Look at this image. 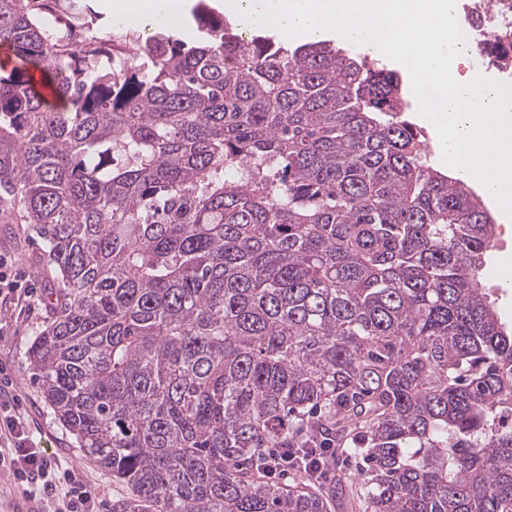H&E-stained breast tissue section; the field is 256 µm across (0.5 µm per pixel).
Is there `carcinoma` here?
I'll return each mask as SVG.
<instances>
[{
    "label": "carcinoma",
    "instance_id": "obj_1",
    "mask_svg": "<svg viewBox=\"0 0 512 512\" xmlns=\"http://www.w3.org/2000/svg\"><path fill=\"white\" fill-rule=\"evenodd\" d=\"M206 26L119 60L98 0H0V205L59 297L25 354L112 512H512L490 211L396 73Z\"/></svg>",
    "mask_w": 512,
    "mask_h": 512
}]
</instances>
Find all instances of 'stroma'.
I'll return each mask as SVG.
<instances>
[{
  "instance_id": "obj_1",
  "label": "stroma",
  "mask_w": 512,
  "mask_h": 512,
  "mask_svg": "<svg viewBox=\"0 0 512 512\" xmlns=\"http://www.w3.org/2000/svg\"><path fill=\"white\" fill-rule=\"evenodd\" d=\"M497 243L488 265V278L498 286V306L505 320L512 322V288L505 287L503 256L512 257V233L496 229ZM0 256L11 262L12 273L22 283L33 282L42 292H49L52 279L43 268L42 248L26 225L8 224L0 219ZM49 312L46 306L35 310L16 309L0 313V366L17 385L19 398L32 419L31 435L37 447L48 449L62 466L75 468L101 500V512H112L114 500L128 497V490L113 482L110 473L78 448L74 437L55 418L45 404L39 385L24 352L42 329Z\"/></svg>"
}]
</instances>
